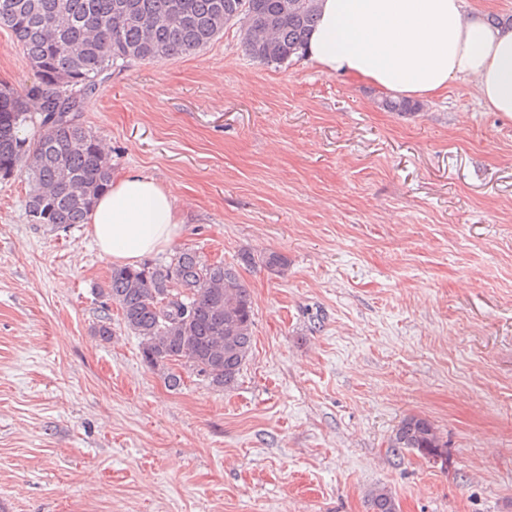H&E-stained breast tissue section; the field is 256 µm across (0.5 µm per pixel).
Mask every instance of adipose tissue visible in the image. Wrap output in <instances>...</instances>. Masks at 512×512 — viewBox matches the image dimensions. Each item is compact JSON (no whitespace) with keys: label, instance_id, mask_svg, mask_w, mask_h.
Returning a JSON list of instances; mask_svg holds the SVG:
<instances>
[{"label":"adipose tissue","instance_id":"1","mask_svg":"<svg viewBox=\"0 0 512 512\" xmlns=\"http://www.w3.org/2000/svg\"><path fill=\"white\" fill-rule=\"evenodd\" d=\"M305 59L408 100L470 78L490 111L512 117V30L466 11L464 0H320ZM88 223L105 257L132 266L175 239L178 199L152 176L129 172L95 199Z\"/></svg>","mask_w":512,"mask_h":512}]
</instances>
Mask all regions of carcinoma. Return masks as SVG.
Segmentation results:
<instances>
[{
    "instance_id": "1",
    "label": "carcinoma",
    "mask_w": 512,
    "mask_h": 512,
    "mask_svg": "<svg viewBox=\"0 0 512 512\" xmlns=\"http://www.w3.org/2000/svg\"><path fill=\"white\" fill-rule=\"evenodd\" d=\"M319 0H0L9 31L38 81L0 87V176H28L32 224L67 229L88 220L93 200L112 182V162L82 120L85 98L114 65L195 54L224 27L239 25L246 53L263 64L303 57ZM40 101L37 112L27 100ZM107 294L140 338L150 368L180 364L211 385L230 389L252 349L254 307L237 269L181 249L166 264L115 267ZM195 313L185 319L183 304ZM390 447L440 458L434 425L402 421ZM370 512H399L384 488L368 494Z\"/></svg>"
}]
</instances>
